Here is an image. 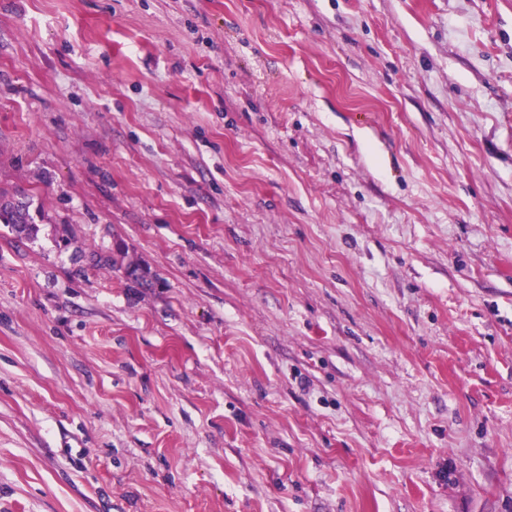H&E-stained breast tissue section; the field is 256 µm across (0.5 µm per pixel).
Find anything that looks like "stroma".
<instances>
[{
	"mask_svg": "<svg viewBox=\"0 0 512 512\" xmlns=\"http://www.w3.org/2000/svg\"><path fill=\"white\" fill-rule=\"evenodd\" d=\"M1 191L0 512H512V0H0ZM0 221L11 224L17 233L29 235L35 231L34 224H28L26 206L22 203L10 207L0 208Z\"/></svg>",
	"mask_w": 512,
	"mask_h": 512,
	"instance_id": "obj_1",
	"label": "stroma"
}]
</instances>
